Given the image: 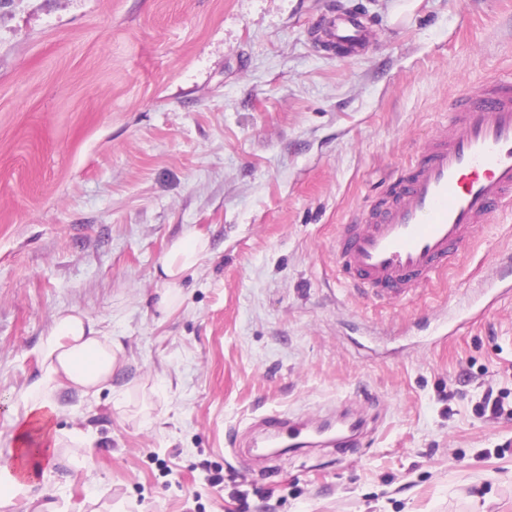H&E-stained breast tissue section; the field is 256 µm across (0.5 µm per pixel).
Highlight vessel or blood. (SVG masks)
Segmentation results:
<instances>
[{
    "instance_id": "obj_1",
    "label": "vessel or blood",
    "mask_w": 512,
    "mask_h": 512,
    "mask_svg": "<svg viewBox=\"0 0 512 512\" xmlns=\"http://www.w3.org/2000/svg\"><path fill=\"white\" fill-rule=\"evenodd\" d=\"M327 41L353 55L364 46V24L337 13L325 22ZM512 200V78L485 91L461 94L448 121L390 181L370 209L345 225L336 246L343 277L367 297L393 302L446 270ZM365 420L331 413L291 420L262 418L261 447L334 449L338 456L362 447Z\"/></svg>"
}]
</instances>
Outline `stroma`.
Wrapping results in <instances>:
<instances>
[{"instance_id": "obj_1", "label": "stroma", "mask_w": 512, "mask_h": 512, "mask_svg": "<svg viewBox=\"0 0 512 512\" xmlns=\"http://www.w3.org/2000/svg\"><path fill=\"white\" fill-rule=\"evenodd\" d=\"M397 5L0 0V445L59 311L124 346L110 388L56 395L90 455L46 469L65 512H240V491L250 512H512V204L399 302L337 266L449 100L512 77V0ZM339 7L365 55L318 44ZM192 230L211 251L159 308ZM357 404L375 421L350 458L237 446L265 414Z\"/></svg>"}]
</instances>
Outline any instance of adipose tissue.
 Masks as SVG:
<instances>
[{
	"instance_id": "adipose-tissue-1",
	"label": "adipose tissue",
	"mask_w": 512,
	"mask_h": 512,
	"mask_svg": "<svg viewBox=\"0 0 512 512\" xmlns=\"http://www.w3.org/2000/svg\"><path fill=\"white\" fill-rule=\"evenodd\" d=\"M210 252L208 237L198 231L174 241L159 263L164 290L159 305L172 308L182 284L200 260ZM123 357V346L106 334L98 322L78 310L64 311L41 348L42 373L19 402L20 426L14 445L0 448V507L22 504L27 512H64L62 506L45 498L39 474L29 469L28 458L40 456L31 445L34 422L45 423L56 415V391L71 389L86 396L108 388L112 372Z\"/></svg>"
}]
</instances>
